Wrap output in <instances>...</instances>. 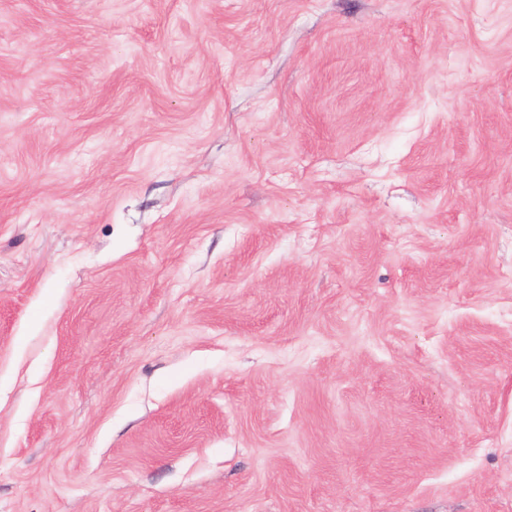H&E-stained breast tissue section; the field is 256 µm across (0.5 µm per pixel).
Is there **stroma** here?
Instances as JSON below:
<instances>
[{
    "mask_svg": "<svg viewBox=\"0 0 512 512\" xmlns=\"http://www.w3.org/2000/svg\"><path fill=\"white\" fill-rule=\"evenodd\" d=\"M0 512H512V0H0Z\"/></svg>",
    "mask_w": 512,
    "mask_h": 512,
    "instance_id": "35a3bbf8",
    "label": "stroma"
}]
</instances>
